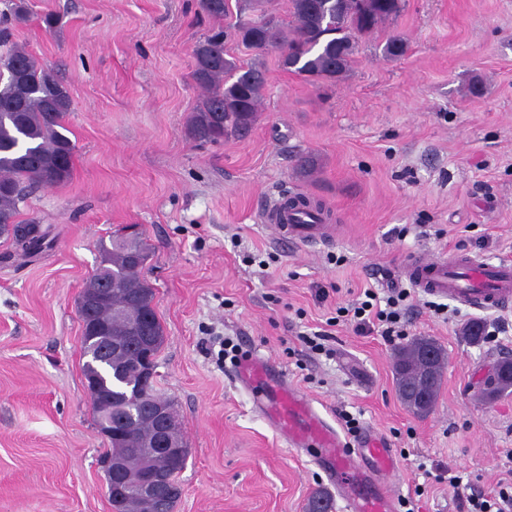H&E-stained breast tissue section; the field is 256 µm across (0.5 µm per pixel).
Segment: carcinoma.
Instances as JSON below:
<instances>
[{"label":"carcinoma","instance_id":"obj_1","mask_svg":"<svg viewBox=\"0 0 512 512\" xmlns=\"http://www.w3.org/2000/svg\"><path fill=\"white\" fill-rule=\"evenodd\" d=\"M270 4L271 0H236V22L195 43L191 77L203 94L189 120L195 140L221 143L242 138L252 131L261 111L267 90L265 72L256 63L238 61L227 51V44L264 53L270 42L279 50L284 69L313 84L332 85L350 69L356 36L378 29L403 9V0H289L292 20L285 23ZM199 7L211 18L224 19L231 13V0H199ZM29 15L27 0H9L8 10L0 14L1 45L9 43L10 21L24 23ZM71 106L65 85L26 48L14 46L0 55V237L12 240L23 258L42 252L46 242L42 225L18 220L27 188L59 186L72 175L77 146L62 133ZM135 250L149 258L141 238L129 240L120 231L109 242L100 243V262L85 287L112 286V296L91 308V319L112 333L117 347L112 349V361L95 354L82 371L92 376L99 373L100 365L112 367V445L107 453L122 457L125 477L145 471L164 474L168 483L157 505L161 512H174L180 498L178 474L188 454L177 456L153 447L151 409L161 394L155 388L140 387L138 345L127 337L152 336L159 350L164 329L153 310L155 292L143 275L146 262L134 259ZM142 313L152 316L144 332L133 321ZM427 342L415 337L395 356L397 391L407 406L416 390L423 392L431 407L439 394L446 359L437 364L431 382L420 378L425 369L420 349ZM504 362L507 366L497 384L485 390L489 400L512 392V360ZM122 487L121 480H115L112 496L120 512H142L140 501L122 495Z\"/></svg>","mask_w":512,"mask_h":512}]
</instances>
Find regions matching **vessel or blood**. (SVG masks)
Segmentation results:
<instances>
[{
  "mask_svg": "<svg viewBox=\"0 0 512 512\" xmlns=\"http://www.w3.org/2000/svg\"><path fill=\"white\" fill-rule=\"evenodd\" d=\"M281 240L306 245L322 240L325 217L318 211H286L271 204L264 214ZM400 273L407 283L433 297L448 298L476 310L512 306V265H487L469 256L426 261L406 256ZM238 381L250 389L255 406L268 413L289 447L308 454L324 472L346 512H396L398 496L389 475V445L372 432L350 443L288 381L285 370L259 354L245 358Z\"/></svg>",
  "mask_w": 512,
  "mask_h": 512,
  "instance_id": "vessel-or-blood-1",
  "label": "vessel or blood"
}]
</instances>
